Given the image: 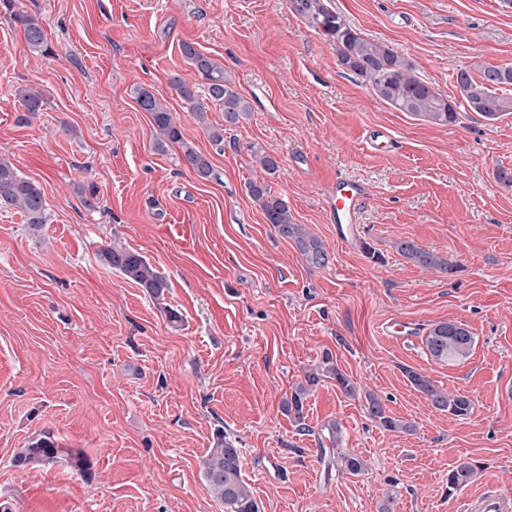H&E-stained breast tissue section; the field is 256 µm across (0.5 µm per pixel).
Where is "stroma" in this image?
<instances>
[{"label": "stroma", "instance_id": "stroma-1", "mask_svg": "<svg viewBox=\"0 0 512 512\" xmlns=\"http://www.w3.org/2000/svg\"><path fill=\"white\" fill-rule=\"evenodd\" d=\"M342 20L412 61L448 99L456 73L512 66V9L501 0H328ZM39 15L52 54L31 53L11 10ZM189 42L231 75L252 112L225 127L199 122L175 80L196 83ZM21 85L40 87L36 120L19 123ZM160 99L206 154L200 179L179 146L156 148L136 89ZM397 148L374 155L372 125ZM224 130L216 150L207 127ZM275 158L268 173L251 155ZM307 153L310 173L293 158ZM0 158L37 181L49 218L29 235L0 208V507L7 512H224L199 471L217 434L241 450L260 512H477L482 494L512 496V112L489 122L419 121L380 101L342 69L335 46L288 0H0ZM368 184L359 231L337 240L323 195L336 176ZM268 183L296 223L322 239L325 267L307 265L266 224L249 181ZM95 188L98 203L83 205ZM120 238L166 277L161 298L103 265ZM447 255L448 274L401 256L396 244ZM416 325L409 341L388 323ZM440 321L476 339L456 364L423 338ZM376 393L411 434L371 422L359 398L322 378L303 424L281 410L324 356ZM413 367L467 393L470 417L432 409L403 373ZM83 453L13 466L41 438ZM360 456L363 473L341 457ZM481 463L448 494V471Z\"/></svg>", "mask_w": 512, "mask_h": 512}]
</instances>
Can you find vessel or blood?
<instances>
[{
    "mask_svg": "<svg viewBox=\"0 0 512 512\" xmlns=\"http://www.w3.org/2000/svg\"><path fill=\"white\" fill-rule=\"evenodd\" d=\"M364 140L368 150L375 154L392 150L397 145L391 130L384 126L367 128ZM369 196L370 190L366 183L344 177L337 178L325 193L324 204L328 221L335 224L336 236L342 242L362 247L363 241L357 222Z\"/></svg>",
    "mask_w": 512,
    "mask_h": 512,
    "instance_id": "obj_1",
    "label": "vessel or blood"
}]
</instances>
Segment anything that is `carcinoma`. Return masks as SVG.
<instances>
[{
    "label": "carcinoma",
    "instance_id": "cac0c4a2",
    "mask_svg": "<svg viewBox=\"0 0 512 512\" xmlns=\"http://www.w3.org/2000/svg\"><path fill=\"white\" fill-rule=\"evenodd\" d=\"M288 7L335 45L340 66L361 79L381 101L397 111L432 124L446 125L457 120L458 113L453 104L418 77L408 59L392 47L338 21V15L328 8L325 0H288ZM13 22L21 26L30 52L46 55L51 51L39 16L18 10L13 14ZM181 53L205 84L206 96L203 98L198 97L189 84H178L181 96L191 103V109L199 120H205L211 105L224 112V123L229 126L250 117L251 103L234 89L224 66L190 43L181 45ZM504 85H512L511 66H486L477 80L466 69L457 73V87L467 109L487 121H495L512 112V97L497 93ZM15 95L25 109L20 121L28 124L45 105L43 93L32 86H18ZM136 100L152 118L158 147L180 145L185 160L196 175L204 180L209 179L213 174L210 159L184 139L173 113L146 90H137ZM248 191L276 233L283 239L294 241L309 266L319 268L328 263L324 242L312 235L304 225L293 222L288 202L273 195L266 182L251 181ZM2 206L18 209L25 218L28 232L33 236L40 234L43 224L48 221L47 204L40 186L22 176L10 161L0 158ZM397 249L409 261L423 268L445 273H453L457 269V265L444 255L424 250L409 240L400 241ZM99 258L103 264L138 284L155 298L161 297L169 288L166 278L145 256L116 239L100 250ZM424 344L435 361L456 363L469 357L475 345V336L462 324L442 321L429 328ZM403 372L414 390L423 395L436 411L457 419H465L472 414L473 402L462 391L444 389L428 375L411 367L403 368ZM323 376L335 380L337 387L347 396H364L367 416L380 428L398 432L414 430L413 424L391 416L376 394L359 393L356 384L333 364L332 357L328 355L320 368L305 373L304 380L295 384L288 398L283 400L282 410L294 420L302 421L306 396ZM61 460H71L79 468L83 466L79 453L60 447L49 437L19 449L12 458L13 466L21 469ZM199 468L211 494L224 504V512H260L248 483L243 479L240 450L232 441L218 435L213 447L201 459ZM480 468L477 461L464 458L448 470V495L470 484Z\"/></svg>",
    "mask_w": 512,
    "mask_h": 512
}]
</instances>
